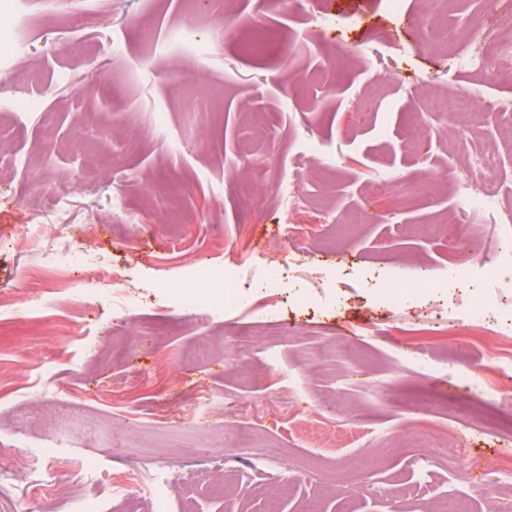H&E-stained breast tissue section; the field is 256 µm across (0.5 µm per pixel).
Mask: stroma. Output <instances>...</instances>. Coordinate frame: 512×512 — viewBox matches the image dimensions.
<instances>
[{
  "label": "stroma",
  "mask_w": 512,
  "mask_h": 512,
  "mask_svg": "<svg viewBox=\"0 0 512 512\" xmlns=\"http://www.w3.org/2000/svg\"><path fill=\"white\" fill-rule=\"evenodd\" d=\"M493 0H0V512H494L485 461L512 453V280L446 285L478 239L505 259L512 31ZM437 21L447 49L407 31ZM188 29L209 47L170 42ZM478 46L485 69L452 60ZM502 121L449 148L432 95ZM503 164L497 205L461 173ZM237 305L185 315L224 288ZM73 278L108 297L65 306ZM280 266L282 285L262 287ZM430 279L411 291L409 273ZM496 301L485 326L474 294ZM43 297L41 316L25 303ZM207 357H195L200 343ZM477 372L443 379L442 362ZM481 414L467 412L479 394ZM499 167V156L494 149L487 148L484 152L477 156L476 162L471 166L468 175V183L477 181L484 182L487 175L495 173ZM236 284H237V269L236 265L224 266V295L220 297H213L208 294L197 295L209 310L224 309L229 310L236 305Z\"/></svg>",
  "instance_id": "stroma-1"
}]
</instances>
